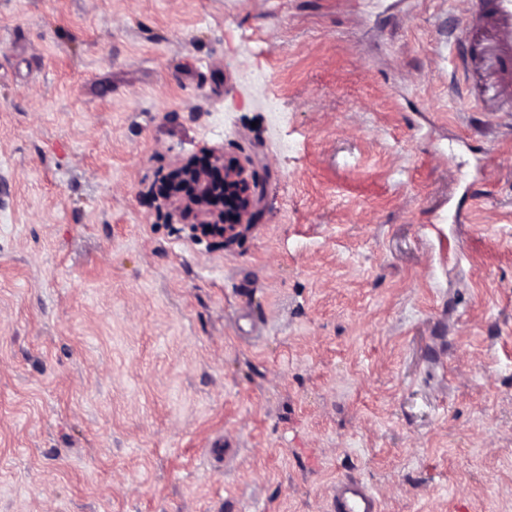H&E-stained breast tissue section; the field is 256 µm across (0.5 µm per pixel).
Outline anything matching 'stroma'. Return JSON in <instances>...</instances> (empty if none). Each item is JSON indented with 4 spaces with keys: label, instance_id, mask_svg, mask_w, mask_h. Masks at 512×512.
I'll return each instance as SVG.
<instances>
[{
    "label": "stroma",
    "instance_id": "stroma-1",
    "mask_svg": "<svg viewBox=\"0 0 512 512\" xmlns=\"http://www.w3.org/2000/svg\"><path fill=\"white\" fill-rule=\"evenodd\" d=\"M467 8L0 0V512H330L339 479L512 512V112L458 109ZM205 147L262 182L231 242L155 195Z\"/></svg>",
    "mask_w": 512,
    "mask_h": 512
}]
</instances>
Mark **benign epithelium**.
Here are the masks:
<instances>
[{"mask_svg": "<svg viewBox=\"0 0 512 512\" xmlns=\"http://www.w3.org/2000/svg\"><path fill=\"white\" fill-rule=\"evenodd\" d=\"M202 153L210 157L215 176H204L191 158H180L164 178L165 199L191 224L233 240L253 216L258 182L246 164L224 159L220 150L205 147Z\"/></svg>", "mask_w": 512, "mask_h": 512, "instance_id": "obj_1", "label": "benign epithelium"}]
</instances>
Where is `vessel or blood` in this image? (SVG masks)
Here are the masks:
<instances>
[{
    "label": "vessel or blood",
    "mask_w": 512,
    "mask_h": 512,
    "mask_svg": "<svg viewBox=\"0 0 512 512\" xmlns=\"http://www.w3.org/2000/svg\"><path fill=\"white\" fill-rule=\"evenodd\" d=\"M476 8L456 26L455 60L470 93L462 111L512 107V0H475ZM333 512H379L367 486L338 481Z\"/></svg>",
    "instance_id": "obj_1"
}]
</instances>
